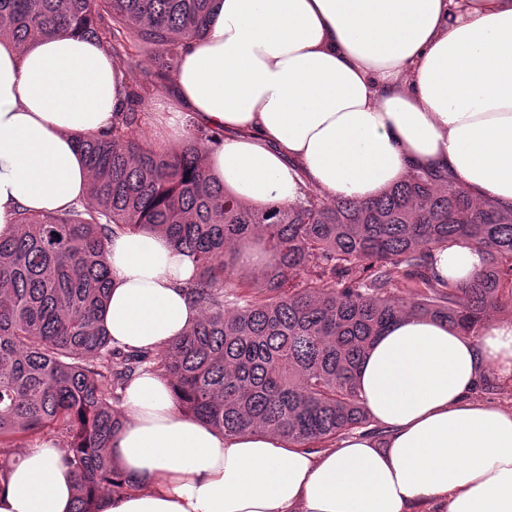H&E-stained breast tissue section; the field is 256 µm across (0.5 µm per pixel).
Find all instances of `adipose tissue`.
Returning <instances> with one entry per match:
<instances>
[{
  "label": "adipose tissue",
  "instance_id": "obj_1",
  "mask_svg": "<svg viewBox=\"0 0 512 512\" xmlns=\"http://www.w3.org/2000/svg\"><path fill=\"white\" fill-rule=\"evenodd\" d=\"M128 81L78 31L18 50L0 38V234L19 214L86 199L80 138L111 130ZM155 140L198 127L209 174L244 201L290 204L306 187L367 202L416 170L512 208V0H216L182 47ZM100 323L112 344L158 351L201 311L191 254L153 230L106 243ZM475 246L433 253L467 284ZM512 385V318L479 340L403 315L357 372L370 427L310 451L257 431L228 437L186 415L169 381L134 375L109 453L133 489L99 512H512V408L472 399ZM47 439L0 481V512H71L75 477Z\"/></svg>",
  "mask_w": 512,
  "mask_h": 512
}]
</instances>
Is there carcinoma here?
I'll list each match as a JSON object with an SVG mask.
<instances>
[{"label":"carcinoma","mask_w":512,"mask_h":512,"mask_svg":"<svg viewBox=\"0 0 512 512\" xmlns=\"http://www.w3.org/2000/svg\"><path fill=\"white\" fill-rule=\"evenodd\" d=\"M215 0H0V34L18 48L79 30L114 60L154 51L153 81L125 87L112 130L80 140L89 200L23 213L0 235V478L19 439L58 438L77 476L72 512L134 484L108 448L128 381L151 369L179 407L227 436L266 431L323 447L369 425L355 374L370 341L405 313L469 336L512 296V210L455 182L410 174L366 203L305 190L293 204L252 205L208 174L209 135L160 148L142 106L168 85L180 48L206 30ZM153 229L195 257L190 296L202 315L158 351H123L98 317L107 301L105 239ZM466 243L482 272L457 287L431 252ZM266 260L245 270L238 249Z\"/></svg>","instance_id":"obj_1"}]
</instances>
